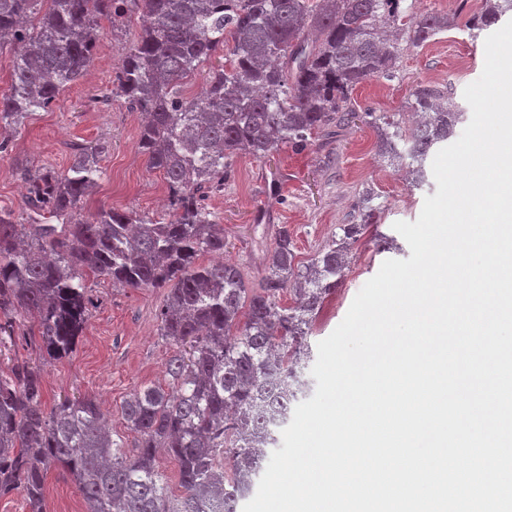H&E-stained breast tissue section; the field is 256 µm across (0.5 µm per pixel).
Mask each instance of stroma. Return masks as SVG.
Instances as JSON below:
<instances>
[{
    "instance_id": "35a3bbf8",
    "label": "stroma",
    "mask_w": 512,
    "mask_h": 512,
    "mask_svg": "<svg viewBox=\"0 0 512 512\" xmlns=\"http://www.w3.org/2000/svg\"><path fill=\"white\" fill-rule=\"evenodd\" d=\"M137 33L133 24L119 37H104L83 78L51 109L29 115L13 135L8 152L0 156V211L18 218L26 214L16 160L63 172L72 163V143H104V174L86 199L84 213L117 207L158 221L168 218L164 178L149 170L136 150L138 113L127 111L121 101H102L121 67L124 46L134 42ZM484 63V38L474 37L462 19L456 20L423 45L404 49L394 77L355 88L356 117L337 141L300 152L288 148L259 160L237 158L223 192L208 198L210 211L224 226L225 258L238 263L255 287L264 276L266 252L279 227L288 228L296 261L306 264L337 225L354 223L359 193L368 188L375 192L382 210L354 245L349 270L326 300L308 338L310 346H317L341 323L356 294L385 260L410 257L407 242L393 225L416 221L425 197L437 191L435 181L412 187L381 162L377 130L368 113L388 112L406 121L411 91L419 83L451 88L456 102H463L465 88L479 79ZM86 286L92 315L73 354L49 360L21 340L12 355L41 365L46 407L66 398H98L113 440L131 453L137 435L124 419L126 402L141 386L164 387L170 380L168 361L174 350L159 336L157 320L165 294L160 288H116L110 280L93 276ZM45 510H85L78 486L61 470L47 475Z\"/></svg>"
}]
</instances>
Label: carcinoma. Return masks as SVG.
I'll return each instance as SVG.
<instances>
[{
    "mask_svg": "<svg viewBox=\"0 0 512 512\" xmlns=\"http://www.w3.org/2000/svg\"><path fill=\"white\" fill-rule=\"evenodd\" d=\"M400 2L0 0V48L15 49L0 95V151L30 113L51 108L85 74L107 32L135 17L138 36L111 95L144 115L137 148L163 174L171 209L165 222L116 208L77 217L102 174V143L79 146L65 172L25 174L29 219L0 211V358L24 326L43 356L71 354L90 318V275L164 289L159 335L176 349L171 392L148 385L125 404L139 436L131 455L112 440L95 398L48 410L40 368L20 359L0 366V497L19 492L28 512H45L46 477L57 467L79 487L85 512H236L276 443L273 428L304 392L307 336L380 207L363 190L359 223L339 225L306 265L279 228L260 287L249 288L237 264L205 260L224 255V225L205 200L239 157L338 134L358 85L392 76L403 43L419 46L451 26L446 14L403 11ZM511 12L512 0H483L466 26L480 33ZM219 52L224 62L184 96L185 81ZM411 97V131L382 112L372 120L384 157L420 187L430 150L454 134L462 112L429 84ZM288 288L294 306L280 303ZM161 450L176 464L179 495L159 469Z\"/></svg>",
    "mask_w": 512,
    "mask_h": 512,
    "instance_id": "cac0c4a2",
    "label": "carcinoma"
}]
</instances>
